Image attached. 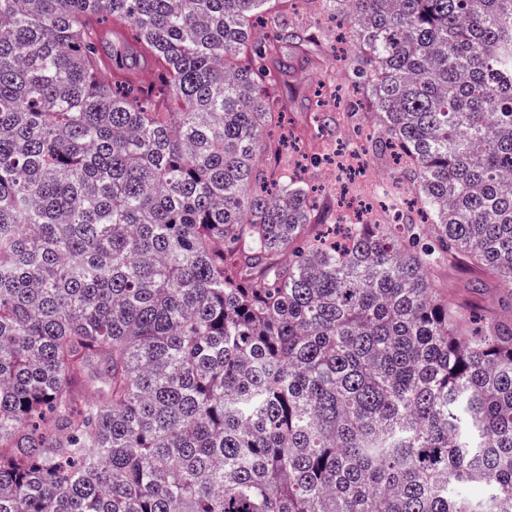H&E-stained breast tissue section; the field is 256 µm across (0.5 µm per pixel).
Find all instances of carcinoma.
Here are the masks:
<instances>
[{
  "label": "carcinoma",
  "mask_w": 512,
  "mask_h": 512,
  "mask_svg": "<svg viewBox=\"0 0 512 512\" xmlns=\"http://www.w3.org/2000/svg\"><path fill=\"white\" fill-rule=\"evenodd\" d=\"M287 2L0 0V512H512V0H311L409 195L332 234ZM311 73L312 72L308 70H304L300 73L299 92L294 99L291 111L288 109L286 116V127L297 136L301 135V133L309 127L311 118L313 117V112H307L310 105L306 84L308 86L310 83L312 75L309 76V74ZM432 288L449 302L460 303L471 300L486 312L502 313L501 294L490 281L473 269L450 258L432 275ZM481 284H478V283Z\"/></svg>",
  "instance_id": "carcinoma-1"
}]
</instances>
